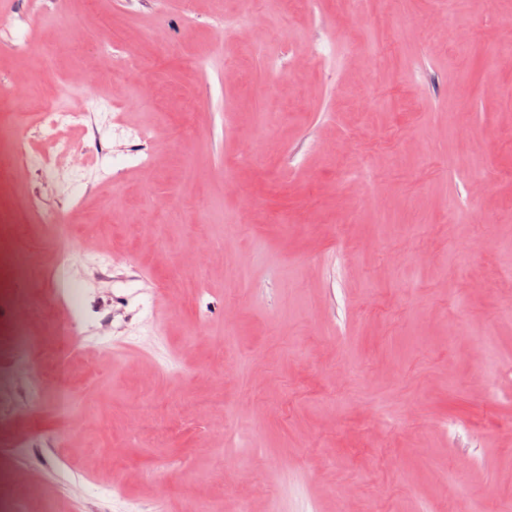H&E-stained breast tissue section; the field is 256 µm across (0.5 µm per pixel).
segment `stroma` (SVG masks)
Listing matches in <instances>:
<instances>
[{
	"instance_id": "35a3bbf8",
	"label": "stroma",
	"mask_w": 512,
	"mask_h": 512,
	"mask_svg": "<svg viewBox=\"0 0 512 512\" xmlns=\"http://www.w3.org/2000/svg\"><path fill=\"white\" fill-rule=\"evenodd\" d=\"M442 2L0 0V128L34 139L50 104L104 99L154 141L140 166L92 122L67 137L94 165L0 177V324L32 339L0 343V512L512 505V0H455L443 23ZM245 15L261 51H226L218 17ZM314 30L325 58L290 68ZM112 37L141 46L136 74L104 65ZM32 197L76 230L72 347Z\"/></svg>"
}]
</instances>
